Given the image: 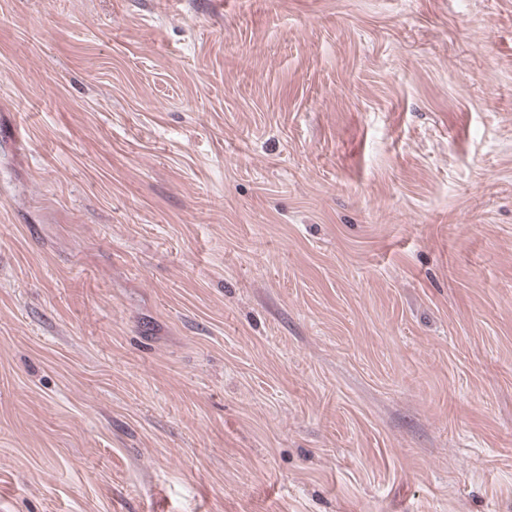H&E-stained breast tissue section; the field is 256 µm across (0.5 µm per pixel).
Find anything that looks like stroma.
Here are the masks:
<instances>
[{"instance_id": "35a3bbf8", "label": "stroma", "mask_w": 512, "mask_h": 512, "mask_svg": "<svg viewBox=\"0 0 512 512\" xmlns=\"http://www.w3.org/2000/svg\"><path fill=\"white\" fill-rule=\"evenodd\" d=\"M0 512H512V0H0Z\"/></svg>"}]
</instances>
